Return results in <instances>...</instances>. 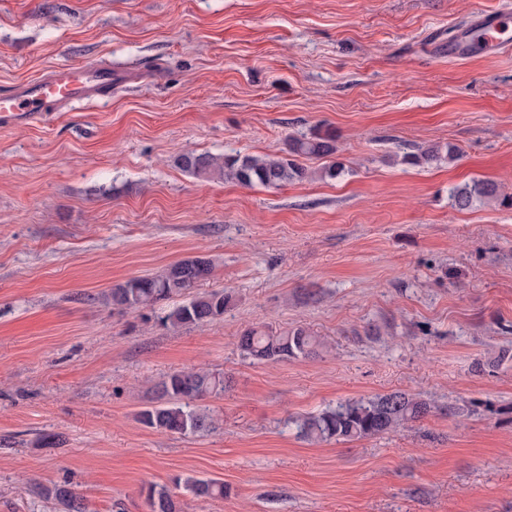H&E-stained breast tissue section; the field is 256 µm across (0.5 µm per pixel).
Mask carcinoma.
<instances>
[{
  "mask_svg": "<svg viewBox=\"0 0 512 512\" xmlns=\"http://www.w3.org/2000/svg\"><path fill=\"white\" fill-rule=\"evenodd\" d=\"M336 153V136L329 130L316 129L308 135L288 140V155H222L187 152L179 155L176 164L185 173L196 178L222 179L227 177L244 186L262 185L280 187L302 181L308 170L297 161L299 157L325 158ZM457 158L453 146H429L408 153L404 161L413 165L449 161ZM498 198L497 186L484 180H474L456 186L449 192L452 205L460 210ZM213 272V262L204 256L182 259L157 276L134 277L111 289L112 305L120 309L136 310L152 307L162 300L185 293V283L199 286ZM231 295L218 291L197 293L172 308L162 321L174 328L202 325L224 316ZM321 342L303 328L282 332L271 329L249 328L239 337L238 347L247 355L268 362L288 358L309 357L318 352ZM224 376L208 370L179 371L168 374L158 385L159 404L141 410L137 418L144 426L185 435L204 433L215 429L213 415L197 409V402L224 393ZM430 411L423 400L401 392L373 399L345 402L319 414L300 420V434L310 441L327 442L366 438L395 431L405 423L417 420ZM187 490L201 497H224V484L193 477L185 479ZM45 495L58 500L66 512H84L80 497L66 487H44ZM150 512H179L176 502L164 487L148 490Z\"/></svg>",
  "mask_w": 512,
  "mask_h": 512,
  "instance_id": "1",
  "label": "carcinoma"
}]
</instances>
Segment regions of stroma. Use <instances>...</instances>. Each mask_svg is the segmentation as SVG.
Here are the masks:
<instances>
[{"instance_id": "stroma-1", "label": "stroma", "mask_w": 512, "mask_h": 512, "mask_svg": "<svg viewBox=\"0 0 512 512\" xmlns=\"http://www.w3.org/2000/svg\"><path fill=\"white\" fill-rule=\"evenodd\" d=\"M512 0H0V92L104 60L143 80L0 124V512H512V50L452 60ZM330 129L312 178L245 187L180 170L195 151L284 156ZM452 144L458 160L404 154ZM341 175L320 171L329 162ZM494 182L499 201L453 207ZM203 255L223 317L165 326L106 293ZM304 328L319 354L244 355L248 328ZM223 374L215 430L138 412L174 371ZM402 392L424 417L356 441L297 423ZM47 434L63 442L45 447ZM223 482L220 498L185 490ZM497 198V186L484 180H473L471 184L465 183L462 186H456L449 192L452 205L461 210L470 208L476 203H484ZM45 495L51 496L63 504L67 512H84L83 503L80 497L66 487L54 485L53 487H42ZM147 504L151 512H179L176 502L165 487H150Z\"/></svg>"}]
</instances>
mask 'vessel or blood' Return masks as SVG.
<instances>
[{
	"instance_id": "vessel-or-blood-1",
	"label": "vessel or blood",
	"mask_w": 512,
	"mask_h": 512,
	"mask_svg": "<svg viewBox=\"0 0 512 512\" xmlns=\"http://www.w3.org/2000/svg\"><path fill=\"white\" fill-rule=\"evenodd\" d=\"M506 25L505 15L483 13L474 30L449 45V56L473 51L495 53L511 46L512 40L504 36ZM133 78L131 71L97 62L56 68L0 92V120L26 124L44 113L96 100Z\"/></svg>"
}]
</instances>
